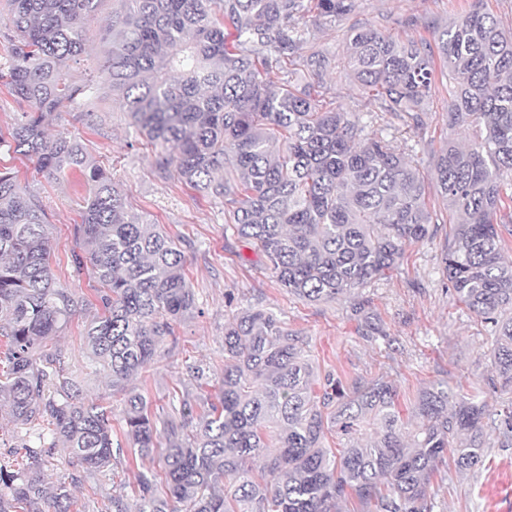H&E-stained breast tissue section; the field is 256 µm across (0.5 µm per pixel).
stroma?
<instances>
[{
  "label": "stroma",
  "instance_id": "35a3bbf8",
  "mask_svg": "<svg viewBox=\"0 0 512 512\" xmlns=\"http://www.w3.org/2000/svg\"><path fill=\"white\" fill-rule=\"evenodd\" d=\"M114 5L115 0H100L95 18L85 26V50L69 64L74 81L97 78L100 60L112 46L109 27ZM460 7L459 0H359L350 20L416 39L425 34L424 22L448 23ZM307 40L330 63L324 80L327 101L354 113L364 124L382 126V119L368 111L364 94L343 76L341 27L318 25L310 29ZM449 102L448 80L439 78L435 94L425 105L422 126L415 131L402 127L386 132L421 170L432 168L449 140L468 138L467 131L449 129ZM48 131L81 137L90 159L106 169L122 189L131 214L163 225L181 242L197 308L177 325V340L165 343L161 362L128 383L131 389L148 390L152 413H161L174 392L192 397L218 393L224 324L232 310L251 307L271 309L289 331L303 338L318 374L330 373L344 381L357 376L384 377L396 386L403 411H410L420 389L438 381L447 382L458 396L488 401L498 412L512 403L507 395L489 387L494 369L487 353L488 328L448 290L442 262L448 227H441L432 239L407 247L396 269L360 289V298L378 315L387 334L386 339L371 342L357 333L348 300L310 303L287 294L271 271L263 269L254 250L226 230L221 200L161 173L155 164V148L132 127L121 95L108 85H101L95 97L77 99L57 112ZM0 168L14 172L20 187L35 195L44 209L55 250L52 269L61 284L76 294L90 295L87 271L76 269L70 261L72 252L84 249L76 236L86 194L82 178L72 175L58 181L37 173L35 161L5 153L0 154ZM230 291L236 300L228 308L224 295ZM92 316L89 310L74 316L40 351L61 356L83 398L111 406L117 418L121 402L112 395L111 379L106 370L89 362L84 334ZM191 364L210 369L205 390H198L188 373ZM484 448L486 459L480 468L461 473L451 465L440 466L433 480L435 512H512V446H501L490 423L485 428ZM131 457V451H124L114 459L109 475L89 477L73 487L75 500L86 512H106L110 497L118 492L128 505H135L137 488L126 468Z\"/></svg>",
  "mask_w": 512,
  "mask_h": 512
}]
</instances>
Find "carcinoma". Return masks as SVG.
I'll list each match as a JSON object with an SVG mask.
<instances>
[{
    "mask_svg": "<svg viewBox=\"0 0 512 512\" xmlns=\"http://www.w3.org/2000/svg\"><path fill=\"white\" fill-rule=\"evenodd\" d=\"M13 35L0 83L27 106L0 133V152L36 159L60 180L78 172L89 186L76 234L90 246L72 255L89 267L97 315L85 331L92 362L124 394L122 430L137 449L128 462L135 512H434L433 478L452 455L456 469L483 457L490 404L455 395L448 383L422 388L415 422L404 420L392 384L319 378L303 340L276 313L251 307L224 324L217 402L203 415L173 392L178 421H160L149 393L128 379L159 362L167 338L196 308L185 255L157 224L130 214L109 173L75 137L50 136L53 114L97 92L77 83L68 62L84 51L83 29L99 0H8ZM112 14V48L99 78L126 101L130 124L159 149L156 164L205 196L224 201L230 228L252 245L279 284L310 302L350 297L361 336H382L358 290L397 267L406 247L437 233L425 186L460 218L443 263L448 289L490 326L496 377L512 390V262L502 255L501 213L512 223V28L483 0L431 31L402 40L371 24L344 30L346 77L379 112L412 130L435 90L455 81L448 126L473 129L448 141L422 173L381 129L319 100L328 61L305 57L309 78L286 64L302 57L308 26L342 23L356 0H127ZM90 301L74 297L52 271L39 201L0 169V380L15 420L51 426L48 445L27 441L0 458V512H71L66 483L48 490L42 465L57 445L86 473L112 470V410L87 404L64 361L38 354ZM371 433L362 436V428ZM336 433L342 446L325 445ZM165 446H160V440ZM149 458L157 468L144 470ZM262 460L257 469L248 466Z\"/></svg>",
    "mask_w": 512,
    "mask_h": 512,
    "instance_id": "1",
    "label": "carcinoma"
}]
</instances>
